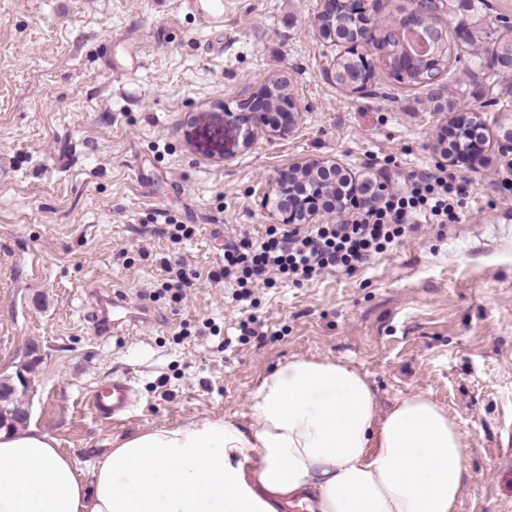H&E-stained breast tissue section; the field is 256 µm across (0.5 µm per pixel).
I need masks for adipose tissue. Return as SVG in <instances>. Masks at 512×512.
I'll use <instances>...</instances> for the list:
<instances>
[{"instance_id":"obj_1","label":"adipose tissue","mask_w":512,"mask_h":512,"mask_svg":"<svg viewBox=\"0 0 512 512\" xmlns=\"http://www.w3.org/2000/svg\"><path fill=\"white\" fill-rule=\"evenodd\" d=\"M244 425L205 419L115 439L80 467L37 428L0 430V512H455L471 475L447 410L412 392L380 410L342 361L266 375Z\"/></svg>"}]
</instances>
